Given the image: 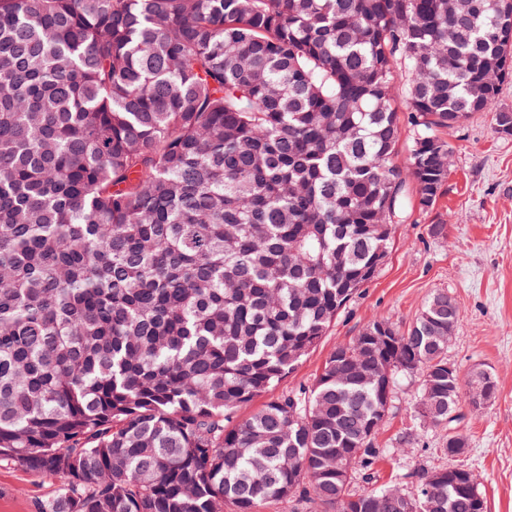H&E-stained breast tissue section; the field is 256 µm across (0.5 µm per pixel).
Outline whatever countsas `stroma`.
Listing matches in <instances>:
<instances>
[{
  "label": "stroma",
  "instance_id": "1",
  "mask_svg": "<svg viewBox=\"0 0 512 512\" xmlns=\"http://www.w3.org/2000/svg\"><path fill=\"white\" fill-rule=\"evenodd\" d=\"M443 137L452 165L435 210H401L379 274L347 304L281 389L311 385L336 345L358 336L368 321L384 317L407 329L433 293L448 291L461 312L448 361L464 377L491 372L496 396L479 411L461 407L468 447L451 457L441 451L447 431L419 415V377L401 376L377 435L379 447L397 454L379 464L377 483L418 469L462 466L475 474L488 512H512V136L497 134L489 116L477 114ZM438 223L446 224V235L432 233ZM58 488L55 479L2 464L0 512H38Z\"/></svg>",
  "mask_w": 512,
  "mask_h": 512
}]
</instances>
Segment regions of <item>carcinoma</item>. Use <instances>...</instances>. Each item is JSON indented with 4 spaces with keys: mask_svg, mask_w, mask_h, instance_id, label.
<instances>
[{
    "mask_svg": "<svg viewBox=\"0 0 512 512\" xmlns=\"http://www.w3.org/2000/svg\"><path fill=\"white\" fill-rule=\"evenodd\" d=\"M494 68L512 0H0V463L40 512H487L462 466L351 490L400 373L468 447L445 291L238 413L384 265L404 125L426 213L441 132L502 125ZM59 482L36 476L19 464L0 465V512H39L40 504L55 494Z\"/></svg>",
    "mask_w": 512,
    "mask_h": 512,
    "instance_id": "1",
    "label": "carcinoma"
}]
</instances>
